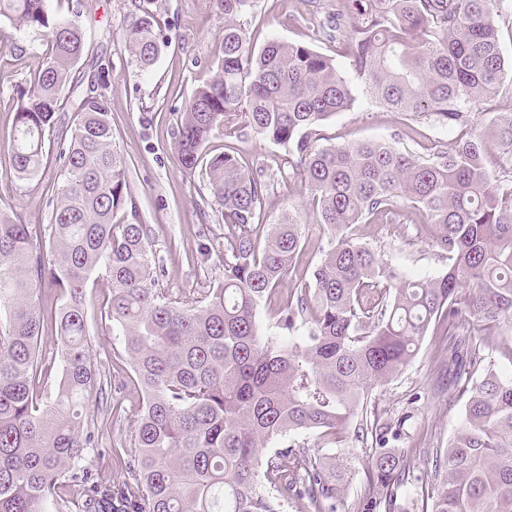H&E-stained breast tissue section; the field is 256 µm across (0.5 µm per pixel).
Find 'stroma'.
I'll return each mask as SVG.
<instances>
[{
	"label": "stroma",
	"instance_id": "stroma-1",
	"mask_svg": "<svg viewBox=\"0 0 512 512\" xmlns=\"http://www.w3.org/2000/svg\"><path fill=\"white\" fill-rule=\"evenodd\" d=\"M147 6L157 13L164 46L150 71L143 72L123 49L126 18L133 10L131 0H52L55 13L77 20L84 31V51L71 79L81 87L98 89L109 110L112 142L125 159L132 199L162 269L159 286L170 297L188 300L222 279L219 258L224 252L226 228L221 208L202 177L181 166L173 149V133L184 101L212 74L221 52L224 14L210 0H148ZM308 9L307 0H255L254 8L239 22L258 49L273 39L306 42L312 36ZM46 49L43 33L0 24V212L29 225L37 236V247L45 253L50 250L46 228L52 187L60 179L58 147L72 122L70 102H63L56 114L55 126L45 140L46 158L35 176L20 179L9 152L18 94L28 87ZM322 133L336 145L384 141L415 154L423 153L431 143L446 145L454 139L452 131L364 101L337 114ZM234 147L243 166L263 169L271 176L262 204L266 222L254 226V237L264 239L266 223L286 210L302 223L298 270L276 295L277 302L283 304L296 288L310 281L326 236L315 222L300 175L292 172L281 177L282 148L251 131L236 140ZM357 234L407 277L429 280L447 266L432 246L433 229L425 225L362 224ZM110 293V284L103 277L84 290L87 352L105 386L87 409L88 429L98 438L100 448L84 464L106 485L127 478L113 455L134 454L129 426L142 400L139 388L130 380L132 368L123 342L100 314ZM470 329L474 343L498 374L512 379V332L491 336L481 323L471 324ZM446 332L441 326L426 336L412 361L392 381L376 387L368 403L376 416L406 417V434L400 445L418 474L433 471L437 449L447 447L464 411L465 400L448 374ZM286 441L318 450L325 457L340 455L338 448L310 434H292ZM343 458V494L336 502L337 512H361L367 485V457L361 443H350Z\"/></svg>",
	"mask_w": 512,
	"mask_h": 512
}]
</instances>
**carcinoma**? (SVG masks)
Instances as JSON below:
<instances>
[{
    "label": "carcinoma",
    "mask_w": 512,
    "mask_h": 512,
    "mask_svg": "<svg viewBox=\"0 0 512 512\" xmlns=\"http://www.w3.org/2000/svg\"><path fill=\"white\" fill-rule=\"evenodd\" d=\"M212 2L224 12L221 59L179 112L175 149L184 169L204 168L234 233L222 281L189 303L158 289L101 95L70 84L81 27L57 16L50 0H0V22L48 39L18 94L10 160L22 178L43 164L63 92L75 96L52 200L51 259L28 225L0 214V512H62L66 482L81 489L82 512H278L289 492L336 512L335 463L303 446L265 455L292 432L375 442L365 512H512V380L486 362L465 327L473 317L512 329V113L473 129V113L512 72L493 0H336L313 35L342 41L346 70L311 43L274 39L253 49L236 23L253 0ZM162 43L155 12L137 5L124 51L147 71ZM360 84L387 110L460 134L424 155L371 140L320 144L323 125L358 102ZM246 129L285 149L326 234L311 282L275 313L277 336L262 334L258 313L295 268L301 224L285 212L258 243L266 173L244 167L230 145L203 153L211 140ZM491 144L497 175L485 167ZM402 217L436 228L444 273L412 280L355 237L359 224ZM99 272L111 285L104 317L143 392L130 425L132 481L105 488L79 465L99 445L85 425L102 383L87 358L83 306V289ZM46 281L58 291L50 307L38 298ZM442 318L453 382L467 401L433 472L414 476L396 445L408 417L383 423L364 407ZM45 334L57 337L63 362L46 399L37 393Z\"/></svg>",
    "instance_id": "carcinoma-1"
}]
</instances>
